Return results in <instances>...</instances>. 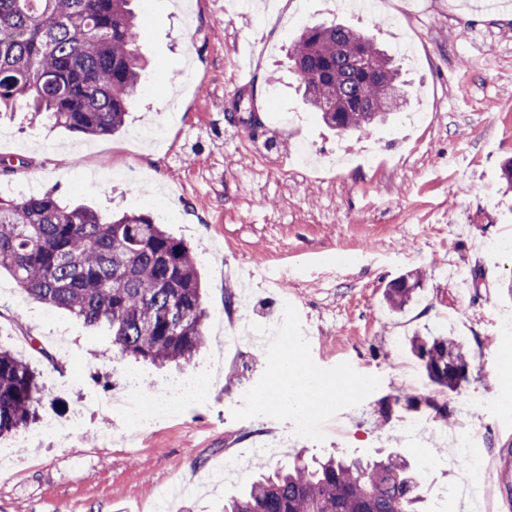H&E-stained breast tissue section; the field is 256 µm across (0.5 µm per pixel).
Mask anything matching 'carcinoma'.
Returning a JSON list of instances; mask_svg holds the SVG:
<instances>
[{"label": "carcinoma", "instance_id": "obj_1", "mask_svg": "<svg viewBox=\"0 0 512 512\" xmlns=\"http://www.w3.org/2000/svg\"><path fill=\"white\" fill-rule=\"evenodd\" d=\"M132 0H0V111L89 136L117 132L140 94L141 27ZM368 68L359 66L362 57ZM302 101L338 134L360 132L407 104L405 81L373 38L343 24L306 27L288 52ZM199 261L148 215L104 214L53 192L0 195V269L34 301L63 309L112 346L155 366L188 362L206 342ZM421 271L393 280V310L410 303ZM172 303L183 319L172 323ZM428 378L450 391L468 381L462 342L416 337ZM40 372L0 345V438L37 423ZM224 499V512H420L424 487L399 454L363 461L298 454Z\"/></svg>", "mask_w": 512, "mask_h": 512}]
</instances>
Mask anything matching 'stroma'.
I'll list each match as a JSON object with an SVG mask.
<instances>
[{"instance_id": "obj_1", "label": "stroma", "mask_w": 512, "mask_h": 512, "mask_svg": "<svg viewBox=\"0 0 512 512\" xmlns=\"http://www.w3.org/2000/svg\"><path fill=\"white\" fill-rule=\"evenodd\" d=\"M486 14L481 0H377L376 22L347 13L337 0H273L248 18L219 0H136L140 40L153 84L125 125L107 137L72 133L0 114V158L18 162L10 180L34 192L108 212L135 209L186 240L201 257L210 313L207 341L189 363L152 364L113 350L110 337L69 313L28 301L0 273V344L44 378H58L44 415L67 420L84 412L71 438L17 447L0 466V512H149L161 487L183 480L202 493L174 512H222L224 498L247 474L213 484L230 455H250L265 427L250 415V395L264 397L282 359L255 344L267 324L287 315L303 330L304 363L333 381L366 376L370 386L338 400L317 431L296 435L292 415L274 412L286 435L272 465L289 456L329 454L382 458L401 454L423 478L424 512H478L469 501L446 502L444 486L463 482L449 464V435L477 429L495 475L489 512H512V333L499 312H512V0ZM337 20L374 34L395 54L408 82L405 113L349 137L336 136L304 106L286 53L308 25ZM251 47L252 83L237 90L238 49ZM254 104L262 128L249 133L228 120L237 96ZM349 155L327 175H302L295 144ZM132 169L123 183L86 185L89 171ZM426 270L404 310L386 301L389 283ZM66 330L73 355L61 368L51 328ZM460 338L471 358L459 391L432 383L409 349L414 335ZM151 395L174 377L206 382L203 396L180 405L132 441L108 442L124 425L101 401L122 391L126 374ZM472 399L460 413L459 396ZM446 407L447 418L436 410ZM424 425L421 437L402 433ZM344 433H337V426Z\"/></svg>"}]
</instances>
